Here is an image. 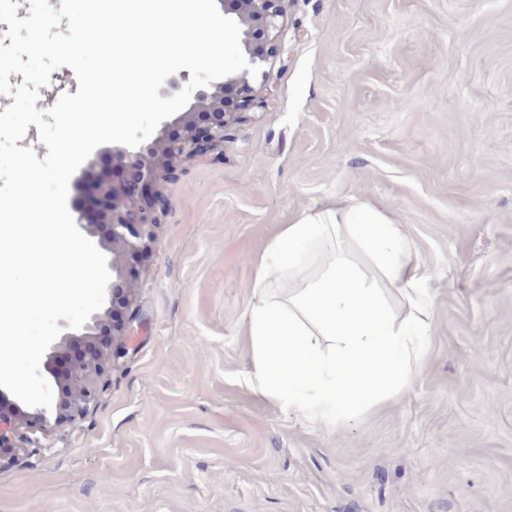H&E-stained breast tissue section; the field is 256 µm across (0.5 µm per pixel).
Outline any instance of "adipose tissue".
I'll return each instance as SVG.
<instances>
[{"label":"adipose tissue","instance_id":"adipose-tissue-1","mask_svg":"<svg viewBox=\"0 0 512 512\" xmlns=\"http://www.w3.org/2000/svg\"><path fill=\"white\" fill-rule=\"evenodd\" d=\"M418 251L392 217L357 197L298 213L254 260L245 311L246 385L333 426L356 401L383 403L420 370L433 303ZM393 289L406 312L395 316Z\"/></svg>","mask_w":512,"mask_h":512}]
</instances>
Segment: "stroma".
Instances as JSON below:
<instances>
[{
    "label": "stroma",
    "instance_id": "1",
    "mask_svg": "<svg viewBox=\"0 0 512 512\" xmlns=\"http://www.w3.org/2000/svg\"><path fill=\"white\" fill-rule=\"evenodd\" d=\"M282 10L270 96L162 186L127 357L0 459V512H512V0ZM348 196L401 224L433 313L407 388L331 428L245 386L240 324L252 257Z\"/></svg>",
    "mask_w": 512,
    "mask_h": 512
}]
</instances>
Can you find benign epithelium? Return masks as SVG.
<instances>
[{"label": "benign epithelium", "mask_w": 512, "mask_h": 512, "mask_svg": "<svg viewBox=\"0 0 512 512\" xmlns=\"http://www.w3.org/2000/svg\"><path fill=\"white\" fill-rule=\"evenodd\" d=\"M224 16L240 26V43L249 64L260 67L278 50L281 36L282 0H217ZM267 90L254 86L247 70L196 89L189 105L164 123L151 140L136 149L114 147L99 152L89 162L95 175L85 180L74 202L76 225L94 233L106 229L98 242L110 254L112 296L101 312L78 330L62 335L40 366L43 377L68 388L62 411L73 416L92 399L89 378L126 357V336L137 321L136 281L132 267L148 250L152 229L161 222L169 200L159 190L161 182L177 178L187 162H212L224 156L226 132L243 120L247 111ZM112 319V346L95 358L58 370L73 342L95 344L100 326ZM50 437L45 413L25 410L18 399L0 388V458L17 448H41Z\"/></svg>", "instance_id": "7a95c632"}]
</instances>
